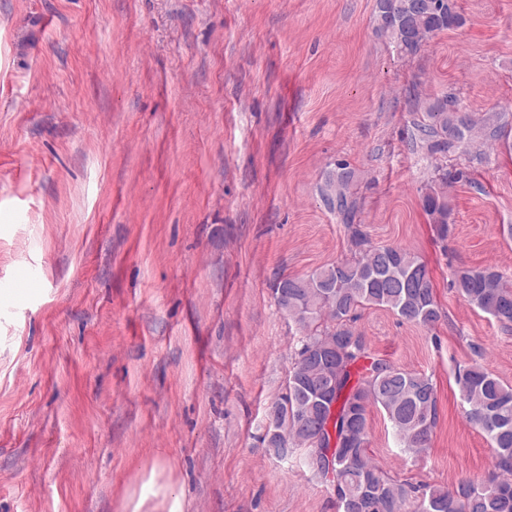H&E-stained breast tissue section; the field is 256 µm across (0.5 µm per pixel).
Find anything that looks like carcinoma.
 Returning a JSON list of instances; mask_svg holds the SVG:
<instances>
[{
	"label": "carcinoma",
	"mask_w": 512,
	"mask_h": 512,
	"mask_svg": "<svg viewBox=\"0 0 512 512\" xmlns=\"http://www.w3.org/2000/svg\"><path fill=\"white\" fill-rule=\"evenodd\" d=\"M375 12L380 35L405 56L464 23L457 0H375ZM484 123L447 96L416 127L429 154L446 155L456 143L474 139ZM354 177L347 164L338 163L321 190L325 206L351 229L354 257L305 276H283L273 288L278 310L300 336L287 392L269 411L263 442L281 458L306 450V463L324 479L326 452H332L338 512H512V385L478 362L460 371L457 383L469 422L493 452V469L481 484L461 478L451 493L437 485L414 487L390 476L369 452L372 406L385 413L403 452H425L439 417L438 397L429 375L371 356L354 322L365 309L387 308L430 329L443 312L418 256L397 245L374 246L354 224ZM447 188L445 172L421 194L422 209L442 240L452 215ZM452 285L469 306L512 329V284L496 267H459Z\"/></svg>",
	"instance_id": "cac0c4a2"
}]
</instances>
